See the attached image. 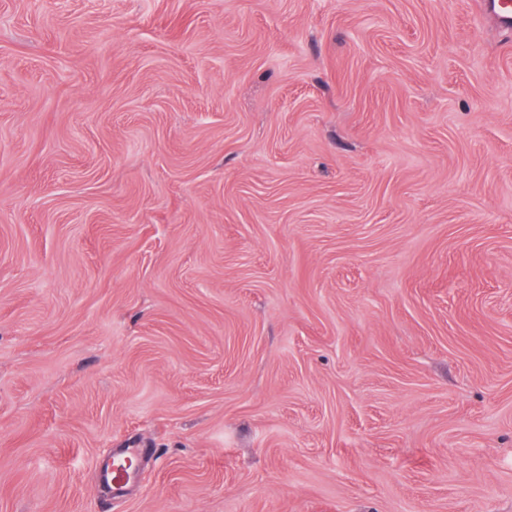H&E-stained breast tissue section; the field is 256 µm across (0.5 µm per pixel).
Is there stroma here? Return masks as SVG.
I'll use <instances>...</instances> for the list:
<instances>
[{
    "mask_svg": "<svg viewBox=\"0 0 512 512\" xmlns=\"http://www.w3.org/2000/svg\"><path fill=\"white\" fill-rule=\"evenodd\" d=\"M477 2L0 0V512H512ZM137 454L135 448H123L101 467V483L110 489L112 496L122 493L130 483L137 470L133 465Z\"/></svg>",
    "mask_w": 512,
    "mask_h": 512,
    "instance_id": "obj_1",
    "label": "stroma"
}]
</instances>
